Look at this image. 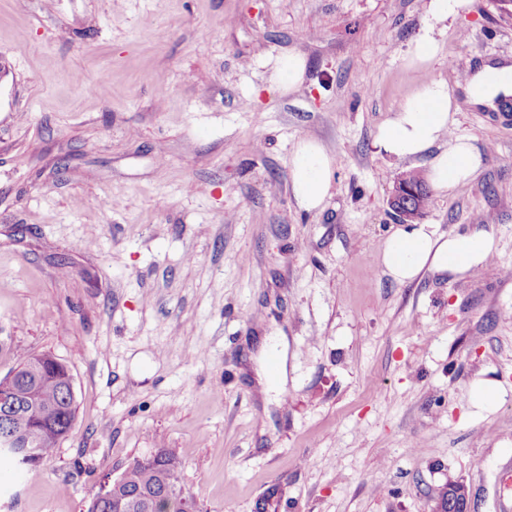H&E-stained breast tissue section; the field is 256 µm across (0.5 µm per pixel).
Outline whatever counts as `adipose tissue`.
<instances>
[{
	"mask_svg": "<svg viewBox=\"0 0 512 512\" xmlns=\"http://www.w3.org/2000/svg\"><path fill=\"white\" fill-rule=\"evenodd\" d=\"M462 0H430L429 20L413 42L410 58L417 64L431 62L438 41L439 23L456 14ZM512 96V65L486 64L474 71L461 91L438 80H428L379 128L374 144L379 152L407 159L432 152L428 183L440 192L454 191L472 178L482 164L470 138L453 136L462 102L494 107ZM334 159L317 141L305 139L295 149L291 191L300 208L318 209L329 196L334 179ZM496 250L489 233L476 228L463 234H437L428 224L395 230L387 239L382 263L399 282L422 272L465 274L482 267Z\"/></svg>",
	"mask_w": 512,
	"mask_h": 512,
	"instance_id": "ef3b65f1",
	"label": "adipose tissue"
}]
</instances>
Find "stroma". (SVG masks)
Instances as JSON below:
<instances>
[{
  "instance_id": "35a3bbf8",
  "label": "stroma",
  "mask_w": 512,
  "mask_h": 512,
  "mask_svg": "<svg viewBox=\"0 0 512 512\" xmlns=\"http://www.w3.org/2000/svg\"><path fill=\"white\" fill-rule=\"evenodd\" d=\"M429 2L0 0V377L53 355L77 406L35 470H0V512H87L162 448L202 512H431L451 478L474 512L512 506V104L462 108L483 164L421 218L494 255L404 283L381 264L393 182L431 156L379 153L378 127L425 79L512 59V17L463 0L410 64ZM288 52L307 69L284 95ZM305 138L335 160L311 212ZM306 68L307 64L304 57L294 53L283 55L277 66L280 92L289 94L296 91L305 82ZM334 162L317 141L303 139L298 143L291 171V191L300 208L316 210L330 195ZM273 353L278 357V371L275 377H272L268 370L261 369L257 372L258 383L262 392H272L277 389L282 390L288 383L287 360H288V340L287 336H269L268 337Z\"/></svg>"
}]
</instances>
